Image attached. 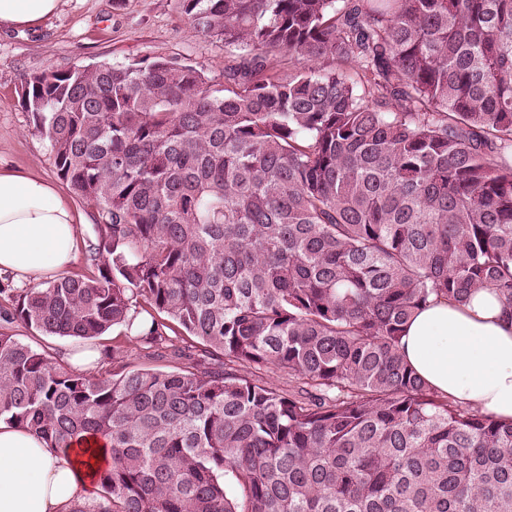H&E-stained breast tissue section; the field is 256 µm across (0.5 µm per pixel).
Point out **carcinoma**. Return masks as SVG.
<instances>
[{"mask_svg": "<svg viewBox=\"0 0 512 512\" xmlns=\"http://www.w3.org/2000/svg\"><path fill=\"white\" fill-rule=\"evenodd\" d=\"M177 2L222 80L162 54L20 76L97 274L4 321L182 366L114 348L88 376L0 332V420L110 442L69 512H512V421L400 351L433 298L512 306V0ZM8 328V331L14 334L19 340L32 345L35 349L45 353L49 357L60 356L65 360L68 352L76 349L90 348L99 354L98 374L105 373L112 369V347L119 346L121 356L124 362L132 367L150 366L172 370L179 366L175 361L164 358L160 360H150L145 357V350L135 336H124V329L116 327L109 330L102 336L92 340H82L70 337H46L40 336L34 330L29 329L20 321H14L10 324L4 322L0 315V330ZM106 353L108 356H106Z\"/></svg>", "mask_w": 512, "mask_h": 512, "instance_id": "carcinoma-1", "label": "carcinoma"}]
</instances>
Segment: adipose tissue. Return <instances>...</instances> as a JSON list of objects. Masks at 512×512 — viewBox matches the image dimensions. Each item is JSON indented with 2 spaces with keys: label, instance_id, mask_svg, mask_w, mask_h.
I'll return each instance as SVG.
<instances>
[{
  "label": "adipose tissue",
  "instance_id": "ef3b65f1",
  "mask_svg": "<svg viewBox=\"0 0 512 512\" xmlns=\"http://www.w3.org/2000/svg\"><path fill=\"white\" fill-rule=\"evenodd\" d=\"M61 0H0V26L32 28ZM70 206L39 176L0 171V274L51 279L74 258ZM401 350L440 395L463 408L512 421V309L482 291L461 305L431 303L409 322ZM93 459L54 451L27 430L0 422V512H68L91 502L96 473L112 463L108 441L91 438Z\"/></svg>",
  "mask_w": 512,
  "mask_h": 512
}]
</instances>
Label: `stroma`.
<instances>
[{
	"label": "stroma",
	"instance_id": "35a3bbf8",
	"mask_svg": "<svg viewBox=\"0 0 512 512\" xmlns=\"http://www.w3.org/2000/svg\"><path fill=\"white\" fill-rule=\"evenodd\" d=\"M154 54L190 59L215 78L224 70L223 42L197 34L176 0H61L57 13L37 27H0V169L48 178L73 208L81 243L96 235L95 212L58 177L47 145L22 105L19 76L102 61L123 63ZM4 327L50 357L93 349L103 372L111 369L110 353L116 347L129 366L147 363L139 340L120 327L89 341L46 337L22 322L0 319V329Z\"/></svg>",
	"mask_w": 512,
	"mask_h": 512
}]
</instances>
